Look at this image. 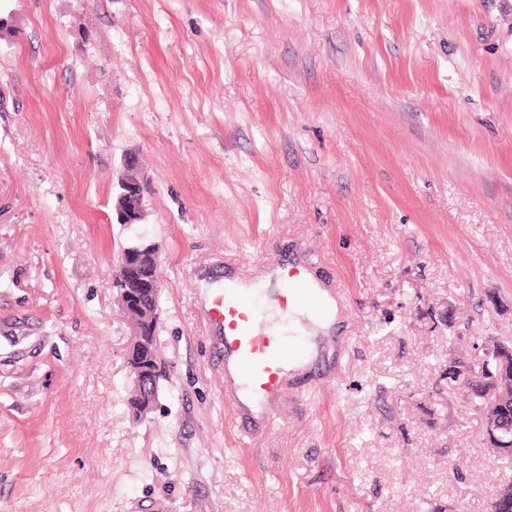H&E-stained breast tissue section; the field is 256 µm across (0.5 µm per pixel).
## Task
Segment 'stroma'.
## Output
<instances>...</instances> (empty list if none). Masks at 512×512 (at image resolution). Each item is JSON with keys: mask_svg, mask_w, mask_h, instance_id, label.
Instances as JSON below:
<instances>
[{"mask_svg": "<svg viewBox=\"0 0 512 512\" xmlns=\"http://www.w3.org/2000/svg\"><path fill=\"white\" fill-rule=\"evenodd\" d=\"M0 512H489L446 369L512 341V0H0ZM145 217L119 224L127 154ZM153 245L167 370L127 409L112 282ZM339 304L269 419L225 399V276Z\"/></svg>", "mask_w": 512, "mask_h": 512, "instance_id": "obj_1", "label": "stroma"}]
</instances>
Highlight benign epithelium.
I'll use <instances>...</instances> for the list:
<instances>
[{"label":"benign epithelium","mask_w":512,"mask_h":512,"mask_svg":"<svg viewBox=\"0 0 512 512\" xmlns=\"http://www.w3.org/2000/svg\"><path fill=\"white\" fill-rule=\"evenodd\" d=\"M123 167L125 174L115 201L116 220L119 224H138L144 216V205L141 203L144 184L137 155H126ZM120 267L124 278L118 284V290L120 296L125 298L121 310L126 316L133 310L137 311L126 352L129 374L139 396L132 413L144 417L153 410L158 397L157 389L149 390L147 385H156L158 379L164 377L157 351L150 347L148 336L158 320L157 305L148 302V299L158 295L161 290L158 253L150 245H133L121 253ZM481 351L479 375L490 376L494 391L501 400L511 399L512 344L489 339L482 342ZM447 375L448 380L454 382L463 392L473 393L471 384L474 379L469 369L450 364ZM481 419L489 452L495 457L506 452V425L512 423V416H507L506 406L502 405L481 415Z\"/></svg>","instance_id":"obj_1"}]
</instances>
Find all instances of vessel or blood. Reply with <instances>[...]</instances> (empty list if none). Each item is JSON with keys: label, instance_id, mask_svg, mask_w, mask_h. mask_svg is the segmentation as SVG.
<instances>
[{"label": "vessel or blood", "instance_id": "b4317fda", "mask_svg": "<svg viewBox=\"0 0 512 512\" xmlns=\"http://www.w3.org/2000/svg\"><path fill=\"white\" fill-rule=\"evenodd\" d=\"M280 278L293 284L292 291L271 294L280 315H288L299 303L310 302L305 288V269L300 265L277 267ZM261 307L248 304L233 289L214 294L205 310V320L222 330L224 358L234 361L241 379L252 395L269 400L285 389L284 366L291 357L285 336L261 326Z\"/></svg>", "mask_w": 512, "mask_h": 512}]
</instances>
